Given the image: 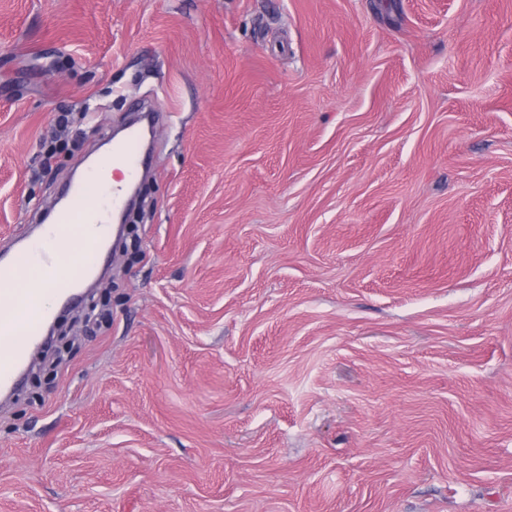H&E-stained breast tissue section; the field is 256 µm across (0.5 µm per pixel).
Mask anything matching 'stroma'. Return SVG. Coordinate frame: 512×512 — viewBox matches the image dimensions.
Masks as SVG:
<instances>
[{
  "instance_id": "obj_1",
  "label": "stroma",
  "mask_w": 512,
  "mask_h": 512,
  "mask_svg": "<svg viewBox=\"0 0 512 512\" xmlns=\"http://www.w3.org/2000/svg\"><path fill=\"white\" fill-rule=\"evenodd\" d=\"M146 100L0 512H512V0H0V248ZM140 141L139 134L131 133L123 141L115 146L113 145L112 152L109 155L100 159V166L102 168L109 162L113 164L102 170L104 182L110 185L119 182L123 184L121 186H112V188L106 191L108 202L112 206L113 211L122 210L125 206L124 184L127 181L126 169L132 178H135L139 173L143 160L140 151ZM119 174L122 175L121 179H117Z\"/></svg>"
}]
</instances>
